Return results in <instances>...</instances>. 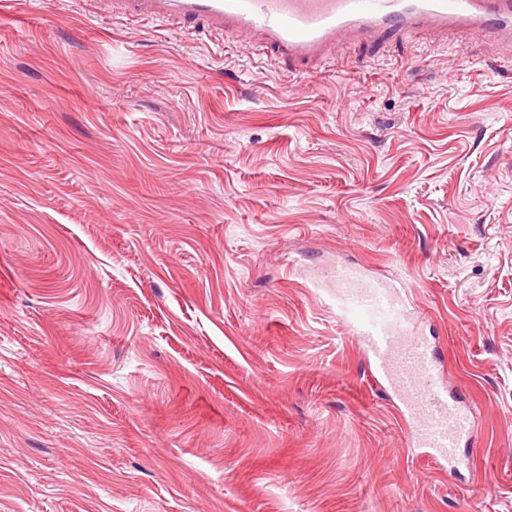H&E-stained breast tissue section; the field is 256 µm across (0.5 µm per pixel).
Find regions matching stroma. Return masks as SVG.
Instances as JSON below:
<instances>
[{
  "instance_id": "stroma-1",
  "label": "stroma",
  "mask_w": 512,
  "mask_h": 512,
  "mask_svg": "<svg viewBox=\"0 0 512 512\" xmlns=\"http://www.w3.org/2000/svg\"><path fill=\"white\" fill-rule=\"evenodd\" d=\"M401 280L455 471L310 273ZM0 512H512V48L308 74L98 0H0Z\"/></svg>"
}]
</instances>
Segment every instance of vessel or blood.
Listing matches in <instances>:
<instances>
[{
  "instance_id": "1",
  "label": "vessel or blood",
  "mask_w": 512,
  "mask_h": 512,
  "mask_svg": "<svg viewBox=\"0 0 512 512\" xmlns=\"http://www.w3.org/2000/svg\"><path fill=\"white\" fill-rule=\"evenodd\" d=\"M137 16L204 22L228 36H245L291 66L320 63L351 40H376L395 31L444 36L482 33L512 43V0H112ZM323 289L370 374L401 416L414 426L416 447L457 467L469 443L471 415L456 391L437 378V359L411 321L403 289L339 263L314 282Z\"/></svg>"
}]
</instances>
